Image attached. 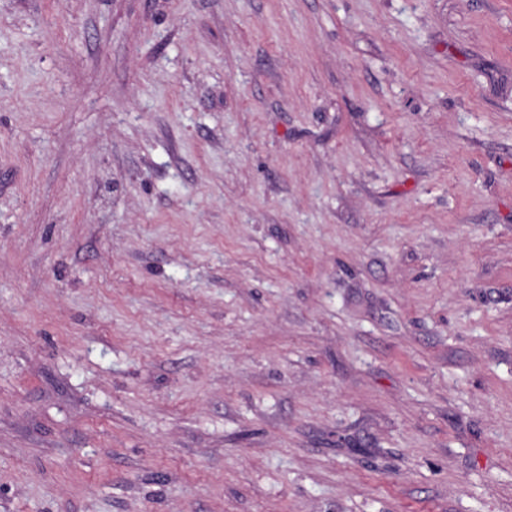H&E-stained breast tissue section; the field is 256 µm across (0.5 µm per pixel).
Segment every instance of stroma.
Masks as SVG:
<instances>
[{
    "label": "stroma",
    "mask_w": 512,
    "mask_h": 512,
    "mask_svg": "<svg viewBox=\"0 0 512 512\" xmlns=\"http://www.w3.org/2000/svg\"><path fill=\"white\" fill-rule=\"evenodd\" d=\"M0 512H512V0H0Z\"/></svg>",
    "instance_id": "35a3bbf8"
}]
</instances>
